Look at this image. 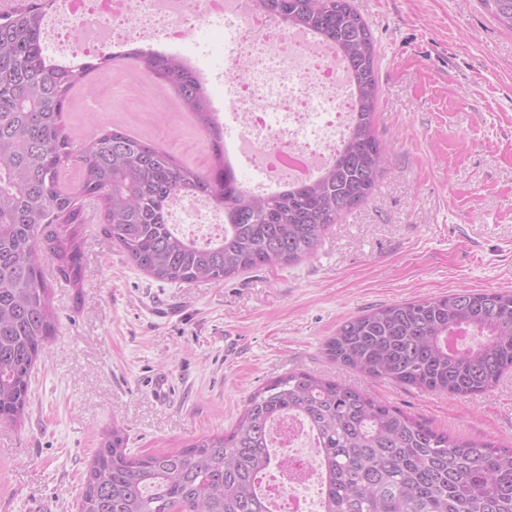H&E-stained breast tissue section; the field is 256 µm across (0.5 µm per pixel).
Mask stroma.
Returning <instances> with one entry per match:
<instances>
[{"label":"stroma","mask_w":512,"mask_h":512,"mask_svg":"<svg viewBox=\"0 0 512 512\" xmlns=\"http://www.w3.org/2000/svg\"><path fill=\"white\" fill-rule=\"evenodd\" d=\"M371 30L380 140L394 149L374 195L331 225L313 257L219 282L151 279L102 232L78 228L81 280L44 268L57 315L21 423L0 426V512H78L89 464L122 429L131 452L183 448L235 423L249 395L290 372L366 390L432 428L512 447V373L454 396L331 363L345 321L394 302L512 290V29L482 0H355ZM228 27L196 28L180 55L224 113ZM65 120L79 142L104 127L206 169L209 137L142 63L88 76Z\"/></svg>","instance_id":"stroma-1"}]
</instances>
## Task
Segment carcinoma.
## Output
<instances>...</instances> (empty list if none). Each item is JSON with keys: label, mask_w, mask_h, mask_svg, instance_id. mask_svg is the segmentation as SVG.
Segmentation results:
<instances>
[{"label": "carcinoma", "mask_w": 512, "mask_h": 512, "mask_svg": "<svg viewBox=\"0 0 512 512\" xmlns=\"http://www.w3.org/2000/svg\"><path fill=\"white\" fill-rule=\"evenodd\" d=\"M60 0H18L0 12V424L18 423L33 368L53 335L43 263L79 276L73 241L84 206L102 232L153 279L175 285L311 257L329 225L366 202L390 149L375 134L376 50L354 0H254L289 28L331 44L354 96L348 134L334 158L303 183L255 195L236 174L206 90L175 56L132 49L80 70L44 57L47 15ZM512 28V0H486ZM143 61L209 134L207 172L120 129L78 145L65 120L72 90L117 58ZM81 169L59 189V172ZM206 199L224 213V233L205 243L179 233L170 209ZM327 357L374 379L456 396L483 393L512 371V291L453 293L378 307L344 322ZM298 414L311 427L326 479L323 512H512V448L427 426L358 388L289 373L255 391L233 427L187 448L127 451L114 428L95 454L79 512H268L260 474L272 463L269 423Z\"/></svg>", "instance_id": "carcinoma-1"}]
</instances>
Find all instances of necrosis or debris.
I'll list each match as a JSON object with an SVG mask.
<instances>
[{
  "label": "necrosis or debris",
  "instance_id": "1",
  "mask_svg": "<svg viewBox=\"0 0 512 512\" xmlns=\"http://www.w3.org/2000/svg\"><path fill=\"white\" fill-rule=\"evenodd\" d=\"M239 17L223 76L230 108L229 136L241 142L242 163L258 172L251 189L308 169L317 174L341 146L352 121L348 79L339 57L310 51L302 32L282 29L252 0H223ZM212 0H62L55 35L66 48L90 50L134 37L175 45L208 23ZM275 459L260 480L269 512H322L310 496L325 471L302 418L285 415L269 430Z\"/></svg>",
  "mask_w": 512,
  "mask_h": 512
}]
</instances>
